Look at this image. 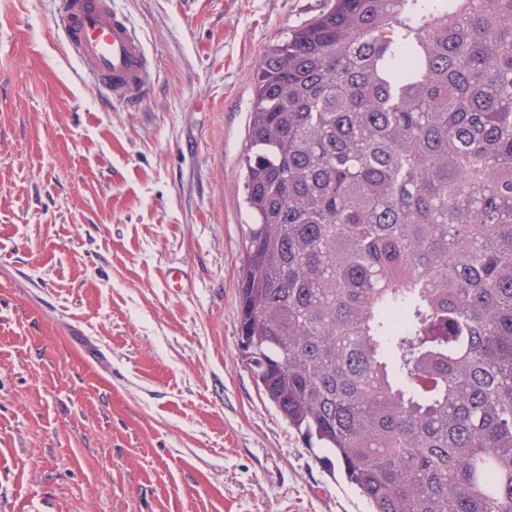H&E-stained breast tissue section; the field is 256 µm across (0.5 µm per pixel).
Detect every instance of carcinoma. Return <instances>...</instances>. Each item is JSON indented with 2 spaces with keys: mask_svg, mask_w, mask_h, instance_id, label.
<instances>
[{
  "mask_svg": "<svg viewBox=\"0 0 512 512\" xmlns=\"http://www.w3.org/2000/svg\"><path fill=\"white\" fill-rule=\"evenodd\" d=\"M245 168L258 388L370 512H512V0H330Z\"/></svg>",
  "mask_w": 512,
  "mask_h": 512,
  "instance_id": "cac0c4a2",
  "label": "carcinoma"
}]
</instances>
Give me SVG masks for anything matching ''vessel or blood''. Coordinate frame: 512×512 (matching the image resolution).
<instances>
[{
    "mask_svg": "<svg viewBox=\"0 0 512 512\" xmlns=\"http://www.w3.org/2000/svg\"><path fill=\"white\" fill-rule=\"evenodd\" d=\"M54 25L84 74L126 107L151 84L149 56L141 39L110 7V0H58Z\"/></svg>",
    "mask_w": 512,
    "mask_h": 512,
    "instance_id": "vessel-or-blood-1",
    "label": "vessel or blood"
}]
</instances>
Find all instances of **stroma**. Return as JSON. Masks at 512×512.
<instances>
[{"label": "stroma", "instance_id": "obj_1", "mask_svg": "<svg viewBox=\"0 0 512 512\" xmlns=\"http://www.w3.org/2000/svg\"><path fill=\"white\" fill-rule=\"evenodd\" d=\"M55 4L0 0V512H369L238 350L258 63L328 0H112L132 108ZM53 21L83 73L112 95L113 106H131L146 94L148 53L110 0H58Z\"/></svg>", "mask_w": 512, "mask_h": 512}]
</instances>
